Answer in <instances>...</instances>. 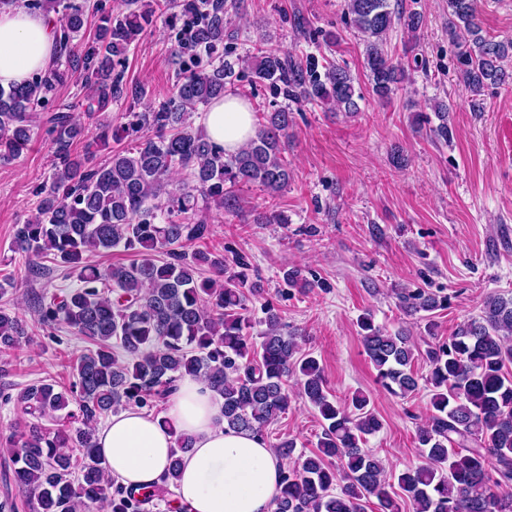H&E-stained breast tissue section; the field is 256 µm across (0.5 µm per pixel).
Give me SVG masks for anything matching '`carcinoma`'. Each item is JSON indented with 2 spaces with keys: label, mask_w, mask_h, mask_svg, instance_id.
<instances>
[{
  "label": "carcinoma",
  "mask_w": 512,
  "mask_h": 512,
  "mask_svg": "<svg viewBox=\"0 0 512 512\" xmlns=\"http://www.w3.org/2000/svg\"><path fill=\"white\" fill-rule=\"evenodd\" d=\"M25 7L54 15L58 50L47 72L23 85L0 87L1 163L28 149L38 108L72 79L91 92L99 112L114 101L145 96L142 87L124 81L116 64L152 20L155 4L125 0V10L116 15L94 4L91 39L85 38L88 14L72 0H29ZM178 7L183 28L189 29L181 39L207 53L224 44L225 0H179ZM344 7L365 43L372 93L386 105L410 79L389 58V33L397 22L417 32L423 15L399 12L391 0H345ZM448 40L456 49L455 83L480 112L486 91L512 84V68L504 65L512 58V40L483 35L478 0H448ZM239 64L290 102L331 105L350 114L360 110L361 91L347 68L314 56L291 59L260 46L210 69L192 57L181 62L173 96L148 111L124 113L126 122L118 126L100 119L92 132L69 105L46 117L54 173L36 190V213L16 229L15 249L34 272L49 261L77 274V287L38 295L35 312L40 326L67 328L93 348L77 358L68 390L40 380L15 396L0 394L33 418L8 441L16 486L32 512H83L96 502L110 512H143L149 502L165 500L191 437L176 435L167 481L144 493L113 487L96 453L94 432L101 419L128 406L165 403L185 376L207 381L224 400L226 429L262 438L287 413L288 380L296 378L320 416L322 432L315 453L283 469L274 512H364L371 497L382 512H401L382 463L360 446L363 436L381 429L369 396L357 391L343 402L330 398L319 361L284 333L280 314L250 278L242 255L227 260L228 247L183 252L185 244L209 239L210 210L236 209L239 186L254 184L274 197L291 180L284 158L293 122L288 109L269 113L249 143L232 154L193 127L200 108L224 97ZM431 110L416 115L415 125L448 141L452 106L438 99ZM88 136L109 150L105 162L92 165L86 154L73 150ZM127 138L132 148H110V142ZM175 172L187 175L180 186L170 183ZM120 245L137 259L106 268L88 263L87 253ZM204 268L213 276H201ZM282 281L290 288L317 286L297 267L284 270ZM397 298L406 315L427 321L429 329L430 314L448 306V296L424 289H405ZM256 302L264 317L255 322ZM257 324L263 326L258 343L251 335ZM358 327L379 385L396 397L415 392L416 345L407 330L390 331L369 314L359 318ZM27 337L23 320L0 309V351L17 349ZM422 356L429 363L433 412L418 426L416 441L427 462L398 475L413 512H512V493L503 491L512 485V379L504 373L512 363V297H488L479 317L446 340L426 342ZM47 416L57 427L42 423Z\"/></svg>",
  "instance_id": "1"
}]
</instances>
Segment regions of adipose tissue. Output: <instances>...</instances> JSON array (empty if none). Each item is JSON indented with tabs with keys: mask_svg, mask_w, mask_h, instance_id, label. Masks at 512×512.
<instances>
[{
	"mask_svg": "<svg viewBox=\"0 0 512 512\" xmlns=\"http://www.w3.org/2000/svg\"><path fill=\"white\" fill-rule=\"evenodd\" d=\"M57 55L54 18L18 7L0 12V86L21 85L52 66ZM207 137L226 151L240 150L253 136L248 103L227 95L215 100L204 120ZM223 401L198 378L179 381L164 417L136 406L95 430L96 452L108 476L136 491L161 485L176 433L191 437L174 487L184 512H272L282 458L267 442L224 428Z\"/></svg>",
	"mask_w": 512,
	"mask_h": 512,
	"instance_id": "ef3b65f1",
	"label": "adipose tissue"
}]
</instances>
